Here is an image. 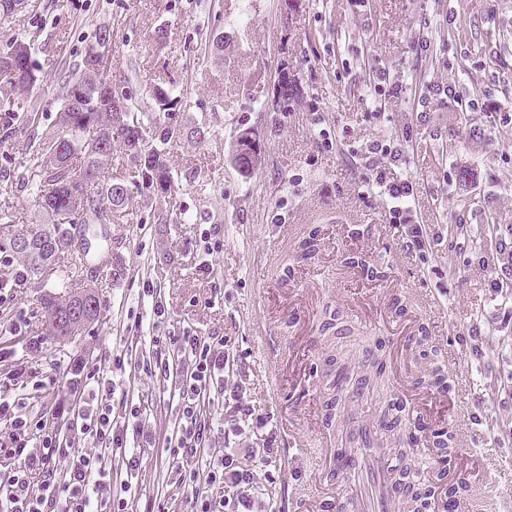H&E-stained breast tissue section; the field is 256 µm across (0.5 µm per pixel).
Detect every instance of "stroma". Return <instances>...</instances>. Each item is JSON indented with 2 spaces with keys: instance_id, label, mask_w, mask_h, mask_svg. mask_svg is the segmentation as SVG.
<instances>
[{
  "instance_id": "stroma-1",
  "label": "stroma",
  "mask_w": 512,
  "mask_h": 512,
  "mask_svg": "<svg viewBox=\"0 0 512 512\" xmlns=\"http://www.w3.org/2000/svg\"><path fill=\"white\" fill-rule=\"evenodd\" d=\"M104 25L112 79L142 107H154L158 80L180 88L161 118L180 129L166 149L178 178L169 207L188 220L154 224L153 197L133 189L122 222L97 228L111 246L109 266L93 273L103 299L96 320L72 340L47 335L40 289L22 288L0 307V354L57 374L60 386L42 393L49 404L69 400L77 360L119 359L113 413L135 404L156 439L129 480L131 512L156 498L164 512L184 510L166 451L179 392L147 362L159 338L186 330L223 338L236 358L231 383L272 421L279 452L255 481L273 512H288L291 497L335 492L310 457L288 452L293 437L314 451L341 446L325 407L333 363L359 366L388 391L396 375L427 384L442 367L449 397L485 437L452 467L490 458L484 488L495 512H512V0H220L214 15L198 0H29L0 26V49L17 36L31 42L41 80L21 106L37 110L41 127L56 120L62 66ZM208 30L224 37L223 63L200 45ZM379 69L398 92L376 116L365 92ZM283 72L294 97L287 111H267ZM409 73L415 85L405 91ZM13 123L0 143V175L12 181L0 209L20 233L35 208L29 132L21 118ZM198 125L205 137L194 135ZM245 128L264 155L249 176L233 162ZM322 128L333 148L318 138ZM380 136L393 138L414 181L423 248L408 246L385 200L364 187L361 154ZM213 225L223 245L207 256L200 236ZM17 307L30 322L22 336L10 329ZM404 326L418 332L406 350ZM34 336L41 350L30 348ZM309 365L319 373L311 382Z\"/></svg>"
}]
</instances>
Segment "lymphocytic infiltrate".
<instances>
[{
	"instance_id": "f902f5d3",
	"label": "lymphocytic infiltrate",
	"mask_w": 512,
	"mask_h": 512,
	"mask_svg": "<svg viewBox=\"0 0 512 512\" xmlns=\"http://www.w3.org/2000/svg\"><path fill=\"white\" fill-rule=\"evenodd\" d=\"M367 161L371 174L366 182L373 194L389 202V221L403 225L410 244L422 245L425 229L413 211L414 184L394 173L392 153L385 140L373 141ZM230 361L224 342L215 338L183 334L170 336L155 348L154 370L164 378L181 377L179 424L166 448L179 475L189 512H255L252 490L254 464L272 457L273 447L228 448L207 476H199L190 460L205 448L211 421L204 414L205 400L224 395V370ZM15 388L11 398H0V425L7 443H0V459L10 461L12 474L5 495V512H128V502L102 479L112 468L113 453H122L126 471L138 465L137 449L128 447V437L151 441V434L137 429L126 432L114 424L110 405L89 408L84 395L99 379L95 365L76 362L68 380V406L34 407L26 388L29 378L40 387H56L50 374L18 366L9 372ZM71 414L77 433L91 441L95 450L75 454L72 443L56 428L58 418Z\"/></svg>"
}]
</instances>
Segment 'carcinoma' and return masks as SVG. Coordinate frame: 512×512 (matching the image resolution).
<instances>
[{"instance_id": "cac0c4a2", "label": "carcinoma", "mask_w": 512, "mask_h": 512, "mask_svg": "<svg viewBox=\"0 0 512 512\" xmlns=\"http://www.w3.org/2000/svg\"><path fill=\"white\" fill-rule=\"evenodd\" d=\"M111 51L112 31L103 27L96 31L81 59L63 71L57 84L61 107L54 127L41 131L36 115L26 116V126L33 131L27 184L40 220L22 234L0 231V253L24 258L26 278L35 288L42 287L50 267L66 262L67 276L40 298L49 335L63 339L81 335L101 307L98 287L83 277V267L89 258L103 257L108 248L103 244L94 250L88 247L81 227L103 219L121 220L131 188L138 184L150 191L155 182L164 179L169 191L176 189L165 146L178 129L157 117V112L144 110L130 92L114 87L112 72L96 71V59ZM39 81L30 42L11 40L0 52V108L14 111L19 97ZM291 92L285 76L272 111H288ZM153 99L158 112L167 111L178 101L177 87L162 83ZM118 149L134 169L129 182L112 180L114 151ZM429 445L442 461L455 456L457 443L449 430L432 432Z\"/></svg>"}]
</instances>
